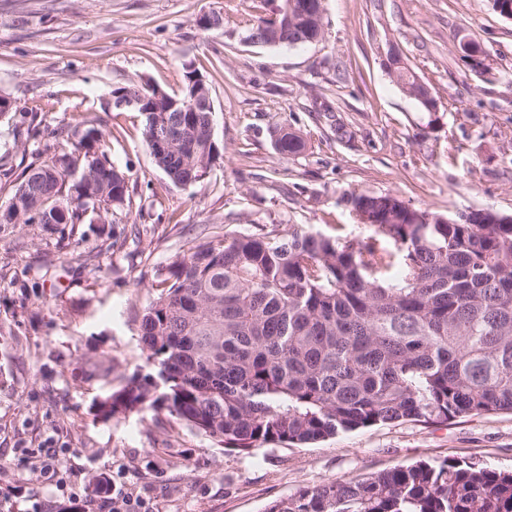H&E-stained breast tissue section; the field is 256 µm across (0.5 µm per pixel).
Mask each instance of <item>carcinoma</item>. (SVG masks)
<instances>
[{"mask_svg":"<svg viewBox=\"0 0 512 512\" xmlns=\"http://www.w3.org/2000/svg\"><path fill=\"white\" fill-rule=\"evenodd\" d=\"M322 0H278L245 21L258 44L311 43L304 17ZM401 89H420L398 59ZM145 106L158 86L113 90ZM143 141L177 187L202 181L219 157L208 112L144 113ZM62 127L26 128L14 145ZM283 126L281 159L308 151ZM35 148L8 201L16 224H119L130 207L129 170L114 166L103 131L88 121L68 148ZM363 238L278 225L210 235L157 277L140 322L152 374H135L96 403L104 419L166 413L249 456L265 445H306L377 424H426L512 412V223L494 216L455 224L391 193L347 197ZM264 512H512V471L444 459L397 464L361 478L299 487Z\"/></svg>","mask_w":512,"mask_h":512,"instance_id":"obj_1","label":"carcinoma"}]
</instances>
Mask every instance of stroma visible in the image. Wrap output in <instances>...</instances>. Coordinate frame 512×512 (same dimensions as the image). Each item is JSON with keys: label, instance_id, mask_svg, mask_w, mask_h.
I'll return each mask as SVG.
<instances>
[{"label": "stroma", "instance_id": "35a3bbf8", "mask_svg": "<svg viewBox=\"0 0 512 512\" xmlns=\"http://www.w3.org/2000/svg\"><path fill=\"white\" fill-rule=\"evenodd\" d=\"M321 41H244L252 0H0V90L45 124L97 120L109 157L130 168L132 205L118 240L81 225L63 239L0 225V512H108L92 477L145 498L152 512H263L298 487L419 459L512 470V413L414 421L242 456L166 414L102 419L95 404L149 367L140 321L160 272L201 228L299 226L361 238L344 198L392 192L453 216L512 214V20L491 0H323ZM220 12L224 27L199 17ZM478 42L485 70L459 58ZM398 51L440 99L436 119L383 66ZM207 79L220 157L205 179L173 186L142 140L144 117L112 91L147 80L180 92ZM312 144L278 159L273 132ZM57 478H42L44 453Z\"/></svg>", "mask_w": 512, "mask_h": 512}]
</instances>
